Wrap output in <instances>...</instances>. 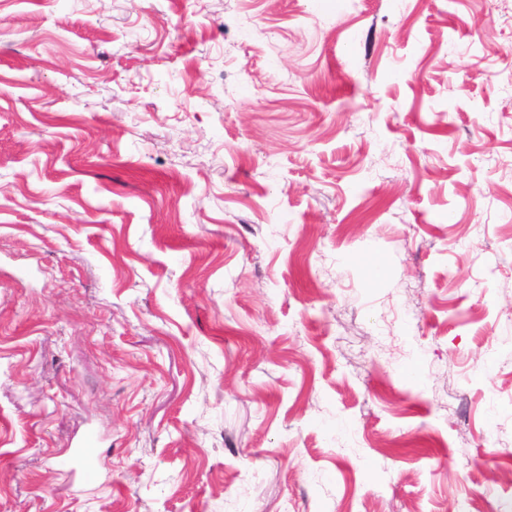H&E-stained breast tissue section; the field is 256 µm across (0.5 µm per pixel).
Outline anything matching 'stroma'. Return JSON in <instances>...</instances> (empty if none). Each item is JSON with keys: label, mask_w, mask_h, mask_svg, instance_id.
Segmentation results:
<instances>
[{"label": "stroma", "mask_w": 512, "mask_h": 512, "mask_svg": "<svg viewBox=\"0 0 512 512\" xmlns=\"http://www.w3.org/2000/svg\"><path fill=\"white\" fill-rule=\"evenodd\" d=\"M0 512H512V0H0ZM95 440L89 435L78 447L72 448L69 453L60 460V465L71 472H79L83 481L93 483L98 480L99 471Z\"/></svg>", "instance_id": "35a3bbf8"}]
</instances>
